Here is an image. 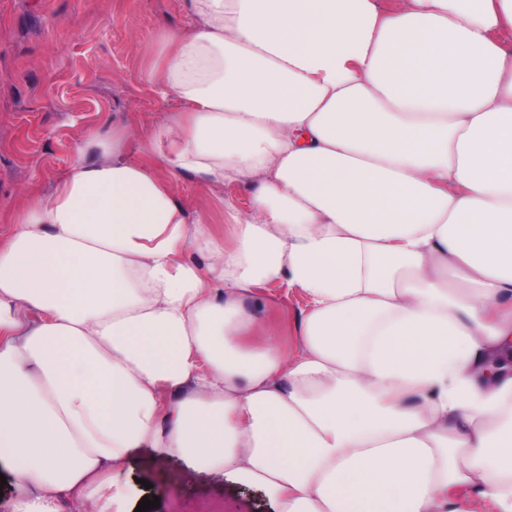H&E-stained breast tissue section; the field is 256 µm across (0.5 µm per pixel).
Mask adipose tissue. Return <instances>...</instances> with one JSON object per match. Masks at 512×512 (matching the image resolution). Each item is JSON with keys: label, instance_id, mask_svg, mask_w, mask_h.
Instances as JSON below:
<instances>
[{"label": "adipose tissue", "instance_id": "adipose-tissue-1", "mask_svg": "<svg viewBox=\"0 0 512 512\" xmlns=\"http://www.w3.org/2000/svg\"><path fill=\"white\" fill-rule=\"evenodd\" d=\"M185 10L147 73L180 109L89 131L0 240L13 512H122L136 448L276 512H512V0ZM179 197L188 200L192 211H207L213 218L218 229L226 225L222 211L218 209L216 194L203 181L191 174L182 175L175 185ZM253 187L245 183L224 185V198L230 199L241 212L250 211ZM266 304V317L290 323L299 310L306 307L307 300L297 288H286L279 284H268L259 287Z\"/></svg>", "mask_w": 512, "mask_h": 512}]
</instances>
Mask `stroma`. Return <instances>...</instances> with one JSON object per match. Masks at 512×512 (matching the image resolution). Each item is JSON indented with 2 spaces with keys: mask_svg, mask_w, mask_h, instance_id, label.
I'll return each instance as SVG.
<instances>
[{
  "mask_svg": "<svg viewBox=\"0 0 512 512\" xmlns=\"http://www.w3.org/2000/svg\"><path fill=\"white\" fill-rule=\"evenodd\" d=\"M184 22L183 0H0V231L28 194L51 191L88 128L111 125L118 113L144 138L177 109L145 74L163 33ZM176 191L224 228L216 194L199 177L180 176ZM260 292L271 320L291 322L307 304L295 288ZM118 482L129 512L150 494L160 498L154 512H273L262 490L146 448L130 452Z\"/></svg>",
  "mask_w": 512,
  "mask_h": 512,
  "instance_id": "35a3bbf8",
  "label": "stroma"
}]
</instances>
